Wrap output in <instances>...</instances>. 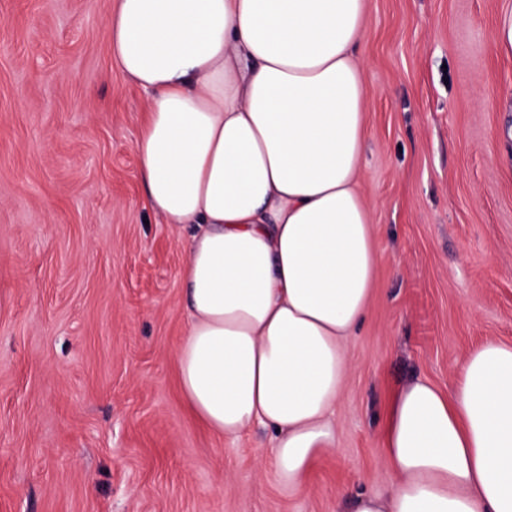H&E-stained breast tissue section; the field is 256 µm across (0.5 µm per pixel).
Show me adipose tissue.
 Returning <instances> with one entry per match:
<instances>
[{"label":"adipose tissue","mask_w":512,"mask_h":512,"mask_svg":"<svg viewBox=\"0 0 512 512\" xmlns=\"http://www.w3.org/2000/svg\"><path fill=\"white\" fill-rule=\"evenodd\" d=\"M368 0H117L107 24L146 95L135 141L148 208L189 225V325L175 362L214 434L273 429L299 486L336 443L380 263L363 190ZM388 494L348 512H512V345L470 349L451 393L397 389Z\"/></svg>","instance_id":"obj_1"}]
</instances>
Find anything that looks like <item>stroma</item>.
Wrapping results in <instances>:
<instances>
[{"label": "stroma", "mask_w": 512, "mask_h": 512, "mask_svg": "<svg viewBox=\"0 0 512 512\" xmlns=\"http://www.w3.org/2000/svg\"><path fill=\"white\" fill-rule=\"evenodd\" d=\"M512 0H368L362 157L381 263L350 336L336 446L281 483L271 430L221 438L174 351L187 233L146 208L145 94L111 67V0H0V512H344L388 493L391 392H451L512 344ZM494 43L498 50L512 52V10L498 17L494 27Z\"/></svg>", "instance_id": "stroma-1"}]
</instances>
